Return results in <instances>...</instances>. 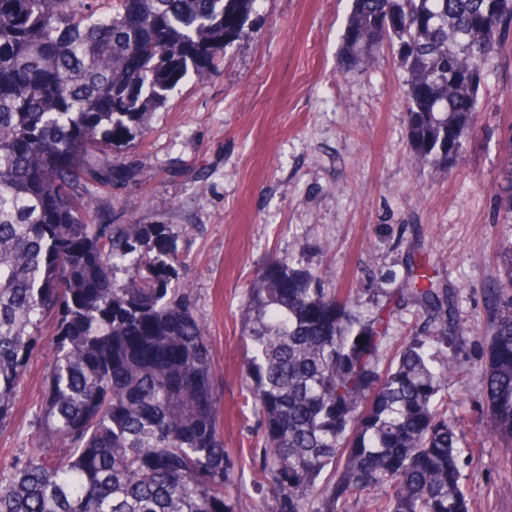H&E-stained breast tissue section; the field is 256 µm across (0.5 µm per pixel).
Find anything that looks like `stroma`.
Returning a JSON list of instances; mask_svg holds the SVG:
<instances>
[{
    "mask_svg": "<svg viewBox=\"0 0 512 512\" xmlns=\"http://www.w3.org/2000/svg\"><path fill=\"white\" fill-rule=\"evenodd\" d=\"M351 0H259L260 28L245 27L214 68L185 79L129 157L139 173L102 189L115 223L171 224L213 348L224 446L255 447L262 431L240 406V310L256 275L294 256L329 288H378L375 271L404 277L422 244L466 324L462 372L448 381V413L464 443L481 439L467 492L482 512H512V446L494 436L479 399L492 324L485 297L512 258L501 207L500 156L512 123V45L487 72L482 109L458 164L433 173L409 161L404 74L383 48L343 69ZM28 362L0 465L31 449L54 336Z\"/></svg>",
    "mask_w": 512,
    "mask_h": 512,
    "instance_id": "1",
    "label": "stroma"
}]
</instances>
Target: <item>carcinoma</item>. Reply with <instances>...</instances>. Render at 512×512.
Masks as SVG:
<instances>
[{"label": "carcinoma", "mask_w": 512, "mask_h": 512, "mask_svg": "<svg viewBox=\"0 0 512 512\" xmlns=\"http://www.w3.org/2000/svg\"><path fill=\"white\" fill-rule=\"evenodd\" d=\"M257 0H0V428L54 326L34 448L0 467V512H472L448 378L465 330L427 261L394 308L361 312L292 257L242 307V374L262 429L252 492L224 448L212 348L170 224H113L95 189L190 72L224 56ZM512 43V0H353L350 65L390 46L405 75L410 160L457 163L484 74ZM512 214V132L501 157ZM420 324L384 366L393 309ZM482 403L512 441V257ZM443 356L432 364L430 348Z\"/></svg>", "instance_id": "carcinoma-1"}]
</instances>
